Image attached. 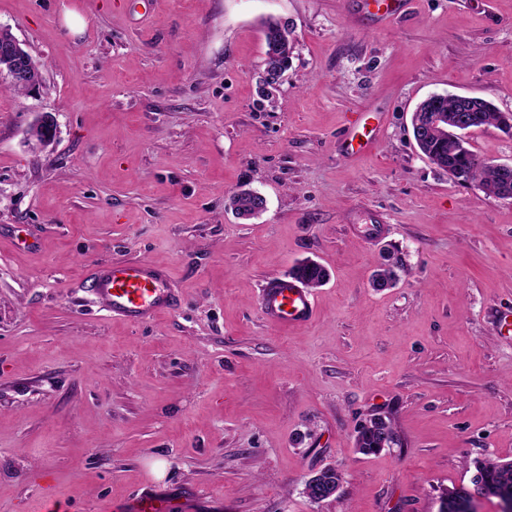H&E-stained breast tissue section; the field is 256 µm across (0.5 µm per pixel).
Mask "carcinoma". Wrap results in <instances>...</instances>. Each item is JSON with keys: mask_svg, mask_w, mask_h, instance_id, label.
I'll list each match as a JSON object with an SVG mask.
<instances>
[{"mask_svg": "<svg viewBox=\"0 0 512 512\" xmlns=\"http://www.w3.org/2000/svg\"><path fill=\"white\" fill-rule=\"evenodd\" d=\"M263 35L265 52L262 93L269 96L276 90L274 84L277 83L278 78L284 75L290 66L294 40L291 38V32L288 31V25L272 18L265 21ZM501 122L502 112L498 111L491 102L485 99L480 100L474 127L499 128ZM418 148L429 159L442 157L448 167L464 170L471 181L478 183L485 194L491 195L500 189V174L495 165L480 160L465 146L464 142L428 133L418 143ZM381 258L382 262L371 276V285L374 288L381 283H397L398 272L404 267L402 258L389 249L382 253ZM289 275L312 289L323 286L329 279L328 270L312 259L297 262L290 269ZM400 444L401 436L393 428L391 419L387 416L380 417L378 421L372 419L356 430L355 447L362 454H373ZM474 473L478 474L483 483L486 496L512 497V460H478L474 463Z\"/></svg>", "mask_w": 512, "mask_h": 512, "instance_id": "carcinoma-1", "label": "carcinoma"}]
</instances>
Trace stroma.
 Instances as JSON below:
<instances>
[{"mask_svg":"<svg viewBox=\"0 0 512 512\" xmlns=\"http://www.w3.org/2000/svg\"><path fill=\"white\" fill-rule=\"evenodd\" d=\"M0 0L44 83L0 92V512H69L145 493L190 512H438L473 462L512 460V201L419 151L433 94L512 113V0ZM296 40L261 93L263 23ZM366 114L378 148L346 156ZM56 137L29 129L41 116ZM512 162V136L468 132ZM253 189L244 220L230 196ZM405 256L375 290L386 245ZM330 278L299 328L260 292L303 259ZM112 260L165 267L177 307L128 324L84 283ZM392 414L399 448L364 455ZM163 462V475L154 465ZM343 473L336 498L306 480ZM380 421L371 419L369 424L356 430L355 447L362 454H373L391 448L392 445H401V436L393 428L388 416H378Z\"/></svg>","mask_w":512,"mask_h":512,"instance_id":"1","label":"stroma"}]
</instances>
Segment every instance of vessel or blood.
Returning <instances> with one entry per match:
<instances>
[{"label":"vessel or blood","instance_id":"vessel-or-blood-1","mask_svg":"<svg viewBox=\"0 0 512 512\" xmlns=\"http://www.w3.org/2000/svg\"><path fill=\"white\" fill-rule=\"evenodd\" d=\"M378 130L354 120L341 148L354 155L373 149ZM89 291L99 307L110 317L129 323H143L172 310L176 303L167 269L145 261H121L94 268ZM261 309L266 319L276 326L302 327L315 313L312 291L296 279H270L261 296ZM173 500L164 496H146L132 506L110 502L108 512H174Z\"/></svg>","mask_w":512,"mask_h":512}]
</instances>
